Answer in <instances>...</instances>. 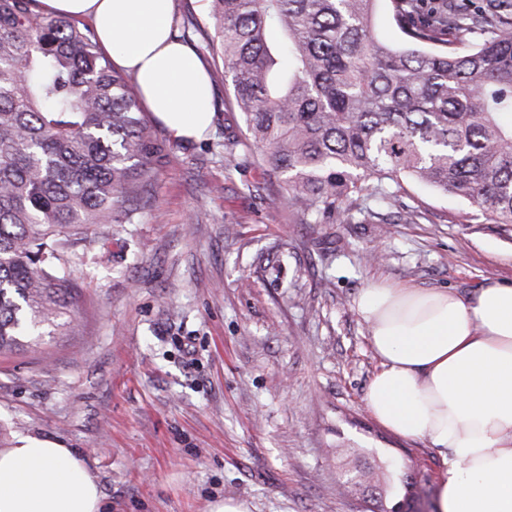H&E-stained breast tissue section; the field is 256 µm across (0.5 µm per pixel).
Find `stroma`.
<instances>
[{
  "label": "stroma",
  "mask_w": 512,
  "mask_h": 512,
  "mask_svg": "<svg viewBox=\"0 0 512 512\" xmlns=\"http://www.w3.org/2000/svg\"><path fill=\"white\" fill-rule=\"evenodd\" d=\"M210 0H174L213 82L206 137L149 119L162 158L135 224H95L70 248L79 288L41 353L0 356V444L77 449L105 512H368L337 456L415 466L439 451L380 426L364 395L379 363L354 299L382 280L469 297L512 279V225L411 179H369L322 223L281 199L208 48ZM386 190L391 203L378 198Z\"/></svg>",
  "instance_id": "obj_1"
}]
</instances>
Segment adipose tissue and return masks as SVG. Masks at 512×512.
I'll return each instance as SVG.
<instances>
[{
  "mask_svg": "<svg viewBox=\"0 0 512 512\" xmlns=\"http://www.w3.org/2000/svg\"><path fill=\"white\" fill-rule=\"evenodd\" d=\"M87 19L114 66L172 136L198 140L214 117L210 76L172 33L174 0H36ZM379 361L365 394L385 429L438 448L437 512H512V281L472 297L373 282L355 301ZM96 476L73 448L0 449V512H102Z\"/></svg>",
  "mask_w": 512,
  "mask_h": 512,
  "instance_id": "1",
  "label": "adipose tissue"
}]
</instances>
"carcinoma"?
I'll return each instance as SVG.
<instances>
[{
  "label": "carcinoma",
  "instance_id": "obj_1",
  "mask_svg": "<svg viewBox=\"0 0 512 512\" xmlns=\"http://www.w3.org/2000/svg\"><path fill=\"white\" fill-rule=\"evenodd\" d=\"M0 0V354L38 346L75 299L66 246L136 224L154 142L94 31ZM212 53L289 207L318 224L366 180L405 176L512 224V0H211ZM474 29L486 38L470 48ZM376 32L380 38L393 44H401V34L392 22L384 2L380 3L375 17Z\"/></svg>",
  "mask_w": 512,
  "mask_h": 512
}]
</instances>
